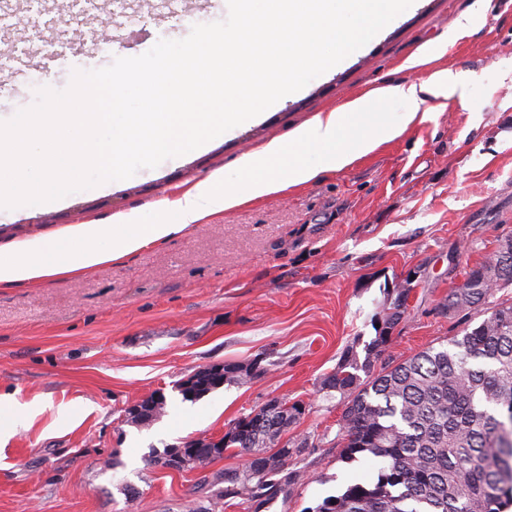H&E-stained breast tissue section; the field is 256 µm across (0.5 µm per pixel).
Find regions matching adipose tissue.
Here are the masks:
<instances>
[{"label":"adipose tissue","instance_id":"obj_1","mask_svg":"<svg viewBox=\"0 0 512 512\" xmlns=\"http://www.w3.org/2000/svg\"><path fill=\"white\" fill-rule=\"evenodd\" d=\"M462 86V76L445 69L431 75L427 82L387 86L319 113L288 140L270 142L261 153L243 158L237 181L229 182L216 175L166 200L164 208L174 216V223L134 224L129 218L118 217L110 225L77 224L51 238L25 241L0 252V284L87 272L119 261L218 211L342 170L383 142L401 135L418 116L426 114L425 90L444 96L456 93ZM382 103L405 104L398 124L379 122L376 108ZM310 151L315 152L316 162L305 161L304 155Z\"/></svg>","mask_w":512,"mask_h":512}]
</instances>
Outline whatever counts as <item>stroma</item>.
Instances as JSON below:
<instances>
[{"instance_id": "35a3bbf8", "label": "stroma", "mask_w": 512, "mask_h": 512, "mask_svg": "<svg viewBox=\"0 0 512 512\" xmlns=\"http://www.w3.org/2000/svg\"><path fill=\"white\" fill-rule=\"evenodd\" d=\"M0 0V120L73 71L141 55L196 24L224 20L210 0ZM471 31L453 34L461 13ZM111 20L110 51L98 49ZM462 91L428 100L429 115L343 170L292 186L75 276L0 284V512H186L240 454L178 472L166 449L219 439L237 418L280 399L306 408L283 434L304 444V470L269 512H315L367 458H340L344 401L321 388L348 348L378 334L392 290L411 279L390 361L437 347L479 318L441 308L468 271L512 235V0H420L377 41L296 96L206 148L140 169L112 187L0 211V247L119 215L173 223L163 203L284 139L316 113L440 69ZM259 372L195 400L177 386L214 364ZM163 397L146 425L129 412ZM32 405L18 421L13 403Z\"/></svg>"}]
</instances>
